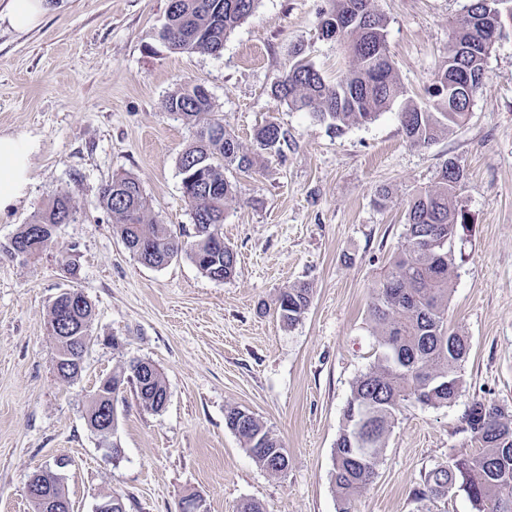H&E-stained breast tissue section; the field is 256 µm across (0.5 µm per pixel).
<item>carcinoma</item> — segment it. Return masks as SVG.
<instances>
[{"label":"carcinoma","instance_id":"cac0c4a2","mask_svg":"<svg viewBox=\"0 0 512 512\" xmlns=\"http://www.w3.org/2000/svg\"><path fill=\"white\" fill-rule=\"evenodd\" d=\"M258 0H171L165 25L159 33L168 49L178 53H217L228 35L256 9ZM341 23L336 43L353 58L354 69L336 83L328 82L304 57L303 47L293 46L288 68L273 94L297 110H308L340 132L352 124L374 121L402 96L386 45V18L370 7V0H330L320 13L319 24ZM493 21L486 14L485 0H469L458 21L452 43L469 47L464 60L453 58L434 74L425 106L407 105L399 112L402 130L410 144L427 147L468 113L450 112L443 90L460 84L462 72L474 75L484 69V36ZM163 108L182 117L195 128L191 142L178 159L182 178L188 182L186 200L191 207L194 233L185 240L168 224L150 216L140 182L130 176L116 177L102 188L98 205L112 214L113 231L125 248L149 267H162L186 253L201 274L210 278L218 271L229 279L236 273L237 255L224 244L221 226L224 211L235 198V187L226 171L250 172L258 153L246 152L237 139L212 117L206 90L189 85L168 96ZM263 151L281 150L288 143L286 132L268 122L254 132ZM463 169L448 160L435 185L418 195L407 210L405 243L374 290L370 316L381 336L382 352L376 365L353 383L344 410L345 428L336 439L332 481L339 512H353L355 500L370 484L381 448L401 404L411 398L426 406L454 403L461 386L458 371L469 354L467 337L448 331V299L455 268L453 243L468 215L457 200ZM76 211L68 190H60L34 219L21 225L14 239L31 248L55 244L59 225L68 223ZM311 288L294 285L279 297L282 322L292 325L305 314ZM92 305L86 301L68 311L59 323L51 306L49 324L55 328L56 358L71 354L70 367L57 378L72 381L81 374L75 357L83 343L66 332L70 325L90 327ZM151 376L136 387L139 404L153 411L162 408L167 389L162 374L149 364ZM109 391L100 390L88 413L91 429L100 426L101 410L109 404ZM242 410L225 412L227 427L243 449L262 468L282 473L288 456L280 440L253 413L240 424ZM476 450L452 457L424 477L423 499L438 500L459 488L466 492L476 512H512V418L494 404L475 400L465 414Z\"/></svg>","mask_w":512,"mask_h":512}]
</instances>
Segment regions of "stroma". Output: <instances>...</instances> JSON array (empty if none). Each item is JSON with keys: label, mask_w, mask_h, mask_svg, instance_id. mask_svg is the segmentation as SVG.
I'll use <instances>...</instances> for the list:
<instances>
[{"label": "stroma", "mask_w": 512, "mask_h": 512, "mask_svg": "<svg viewBox=\"0 0 512 512\" xmlns=\"http://www.w3.org/2000/svg\"><path fill=\"white\" fill-rule=\"evenodd\" d=\"M468 0H374L388 20L387 49L400 104L429 101L428 88ZM169 0H46L43 24L0 23V134L33 146L31 182L0 213V512H32L30 477L69 459L62 478L74 512L120 495L126 512H180L184 497L205 512H338L333 451L355 379L381 347L369 307L405 241L411 198L446 160L464 171L459 200L471 222L458 247L448 324L467 336L458 400L432 408L404 402L357 512H475L463 490L419 499L425 474L474 451L464 420L473 400L512 414V33L485 61L464 123L427 147L405 138L396 110L343 132L271 93L302 44L328 80L353 64L319 36L327 0H259L221 52L175 53L159 39ZM209 92L212 113L248 152L268 121L288 133L248 174L229 172L238 194L224 215L235 275L215 281L188 255L163 267L139 263L97 205L113 176L138 179L153 217L192 234L178 157L186 121L162 103L185 85ZM390 197L378 203L375 191ZM73 222L36 260L10 256L22 224L60 190ZM74 271H67V262ZM312 290L294 325L277 314L284 288ZM93 307L90 348L77 379L56 378L49 310L65 289ZM152 362L165 381L161 411L132 389L116 397L119 457L100 448L87 413L102 379L131 361ZM254 413L282 441L286 472L271 474L242 448L224 414Z\"/></svg>", "instance_id": "obj_1"}]
</instances>
